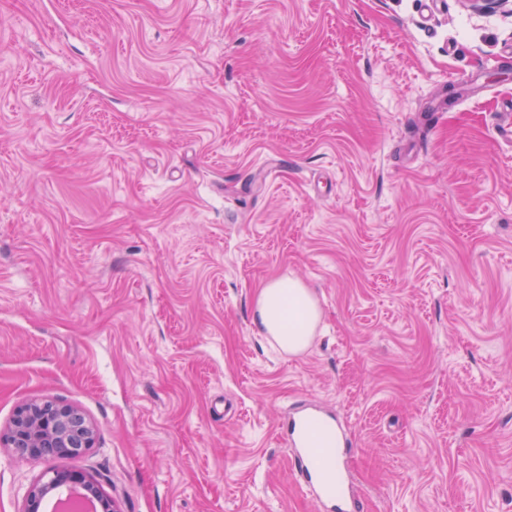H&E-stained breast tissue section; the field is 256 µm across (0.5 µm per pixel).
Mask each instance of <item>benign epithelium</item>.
Masks as SVG:
<instances>
[{
	"instance_id": "7a95c632",
	"label": "benign epithelium",
	"mask_w": 512,
	"mask_h": 512,
	"mask_svg": "<svg viewBox=\"0 0 512 512\" xmlns=\"http://www.w3.org/2000/svg\"><path fill=\"white\" fill-rule=\"evenodd\" d=\"M479 13L507 11L512 0H468ZM96 429L77 410L59 401L42 399L17 407L11 426L0 434V446L23 448L33 461L72 457L95 444ZM58 490L80 491L95 505V512H120L115 501L98 484L76 470L54 469L44 473L27 491L22 512H43L46 497Z\"/></svg>"
}]
</instances>
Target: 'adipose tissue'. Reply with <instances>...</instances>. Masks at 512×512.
<instances>
[{
  "instance_id": "obj_1",
  "label": "adipose tissue",
  "mask_w": 512,
  "mask_h": 512,
  "mask_svg": "<svg viewBox=\"0 0 512 512\" xmlns=\"http://www.w3.org/2000/svg\"><path fill=\"white\" fill-rule=\"evenodd\" d=\"M321 319L317 299L295 278H279L259 288L255 322L288 354L305 350Z\"/></svg>"
}]
</instances>
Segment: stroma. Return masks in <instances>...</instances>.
Listing matches in <instances>:
<instances>
[{
	"label": "stroma",
	"instance_id": "stroma-1",
	"mask_svg": "<svg viewBox=\"0 0 512 512\" xmlns=\"http://www.w3.org/2000/svg\"><path fill=\"white\" fill-rule=\"evenodd\" d=\"M460 96L435 113L446 88ZM512 14L465 0H0V447L121 512H318L281 424L336 416L360 512H512ZM321 328L289 355L255 297ZM321 319L317 299L298 279L279 278L259 288L255 322L288 354L305 350ZM96 429L77 410L59 401L42 399L17 407L11 426L0 433V446L24 448L33 461L72 457L95 444Z\"/></svg>",
	"mask_w": 512,
	"mask_h": 512
}]
</instances>
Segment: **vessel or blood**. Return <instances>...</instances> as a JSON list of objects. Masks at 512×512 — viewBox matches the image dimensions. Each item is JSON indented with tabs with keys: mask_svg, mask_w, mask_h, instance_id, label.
Returning a JSON list of instances; mask_svg holds the SVG:
<instances>
[{
	"mask_svg": "<svg viewBox=\"0 0 512 512\" xmlns=\"http://www.w3.org/2000/svg\"><path fill=\"white\" fill-rule=\"evenodd\" d=\"M287 433L293 446V469L299 485L322 512H355L357 504L340 489H329L344 440L335 420L315 407L301 406L289 415Z\"/></svg>",
	"mask_w": 512,
	"mask_h": 512,
	"instance_id": "1",
	"label": "vessel or blood"
}]
</instances>
